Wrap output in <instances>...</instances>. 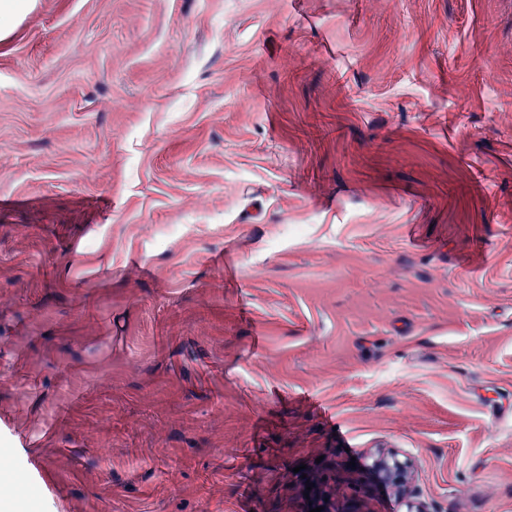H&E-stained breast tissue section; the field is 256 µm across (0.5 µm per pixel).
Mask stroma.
Instances as JSON below:
<instances>
[{"mask_svg": "<svg viewBox=\"0 0 512 512\" xmlns=\"http://www.w3.org/2000/svg\"><path fill=\"white\" fill-rule=\"evenodd\" d=\"M387 453L512 512V0H33L0 512H401Z\"/></svg>", "mask_w": 512, "mask_h": 512, "instance_id": "1", "label": "stroma"}]
</instances>
